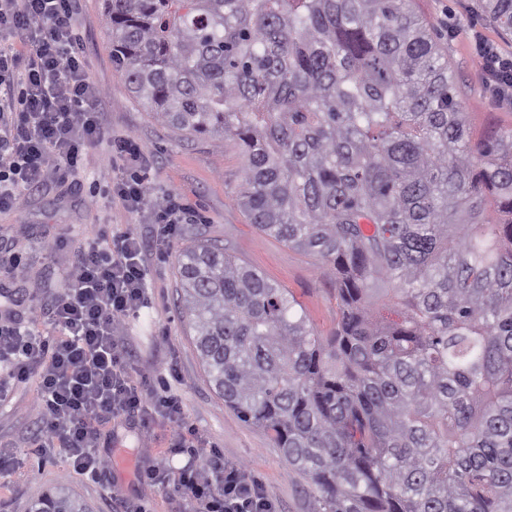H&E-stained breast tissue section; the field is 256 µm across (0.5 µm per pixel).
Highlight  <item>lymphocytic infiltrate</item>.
Returning a JSON list of instances; mask_svg holds the SVG:
<instances>
[{"instance_id": "1", "label": "lymphocytic infiltrate", "mask_w": 512, "mask_h": 512, "mask_svg": "<svg viewBox=\"0 0 512 512\" xmlns=\"http://www.w3.org/2000/svg\"><path fill=\"white\" fill-rule=\"evenodd\" d=\"M77 9L78 0H0V36L29 35L24 62L0 43V112L14 115L0 135V209L13 207L22 193L40 188L57 170L79 172L86 148L104 136L96 110L102 93L86 77ZM473 51L486 86L500 99L512 100V88L498 86V72L512 67V56L499 54L479 34L473 37ZM20 62L25 68L17 77L13 71ZM111 148L125 175L108 185V193L129 212L149 208L152 223L159 226L157 243L165 245L179 225L193 218V209L173 192L149 199L147 166L133 137H115ZM147 249L133 232L88 234L53 308L61 336L0 320V364L6 367L0 401L14 385L38 374L43 426L35 435L37 447L65 448L74 470L91 479L107 465L96 453L101 425L161 416L173 430L172 442L153 466L140 471L141 480L162 484L177 473L181 512H276L262 485L220 452H213L205 468H171V458L198 447L199 436L185 421L176 396L146 393L131 379L112 334L117 322L136 314L146 301Z\"/></svg>"}]
</instances>
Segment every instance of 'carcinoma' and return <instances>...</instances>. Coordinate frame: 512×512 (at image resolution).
Wrapping results in <instances>:
<instances>
[{
    "instance_id": "1",
    "label": "carcinoma",
    "mask_w": 512,
    "mask_h": 512,
    "mask_svg": "<svg viewBox=\"0 0 512 512\" xmlns=\"http://www.w3.org/2000/svg\"><path fill=\"white\" fill-rule=\"evenodd\" d=\"M413 2L103 5L134 98L185 140L235 141L250 223L336 282L323 336L224 246L183 248L215 392L323 512H512V129L473 142ZM481 12L512 36V0ZM30 512L93 510L49 490Z\"/></svg>"
}]
</instances>
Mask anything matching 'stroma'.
<instances>
[{"instance_id":"obj_1","label":"stroma","mask_w":512,"mask_h":512,"mask_svg":"<svg viewBox=\"0 0 512 512\" xmlns=\"http://www.w3.org/2000/svg\"><path fill=\"white\" fill-rule=\"evenodd\" d=\"M479 0H415L449 65L461 75L457 99L476 136L512 127V103L493 97L473 56L474 33L512 52L483 20ZM75 23L84 37L88 79L104 94L106 128L134 137L150 163L151 196L175 192L187 199L201 221L180 225L167 257L149 260L147 305L120 321L115 339L124 350L133 379H146L150 390L176 395L202 449L174 457L173 468L186 463L206 466L210 449L247 468L265 487L278 512H316L310 483L288 465L270 436L242 422L208 382L197 357L191 330L177 308V255L194 239L219 240L241 261L294 294L321 332L336 321L330 300L334 283L311 259L248 224L233 195L241 180L242 160L233 142L218 137L180 139L157 123L133 97L123 73L112 62L102 0H80ZM112 165L108 141L86 151L83 171L66 174L41 189L23 194L13 208L0 210V254L21 255L24 274L0 280V318L15 319L46 336L60 328L52 308L66 289L85 232L97 226L115 233L151 236L148 212H128L98 188L99 181L120 177ZM42 413L38 377L14 387L0 402V512H29L43 492L62 487L94 506L96 512H122L132 503L138 512H178L175 485L158 487L139 481L134 470L169 445L172 434L160 418L142 428L132 419L101 429L98 452L109 465L99 479L77 474L65 449L38 448L33 432Z\"/></svg>"}]
</instances>
